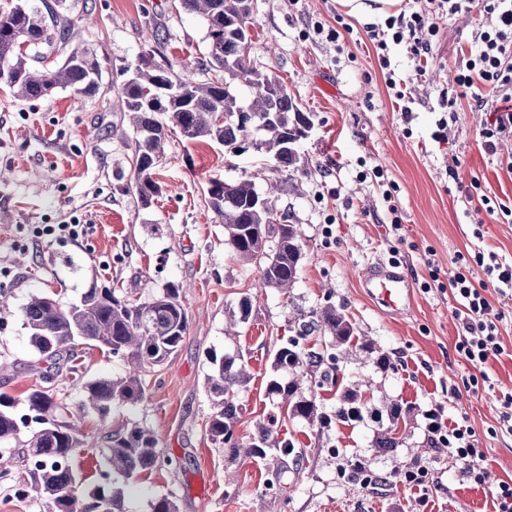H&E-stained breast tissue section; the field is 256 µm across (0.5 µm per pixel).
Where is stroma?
Returning <instances> with one entry per match:
<instances>
[{
	"label": "stroma",
	"mask_w": 512,
	"mask_h": 512,
	"mask_svg": "<svg viewBox=\"0 0 512 512\" xmlns=\"http://www.w3.org/2000/svg\"><path fill=\"white\" fill-rule=\"evenodd\" d=\"M58 14L64 24L78 25V35L41 46V54L59 64L72 49L88 51L100 66L101 85L94 94L59 89L28 99L0 90V292L9 301L0 309V361L14 364L0 375V394L15 399L14 412L22 415V399L38 382V356L20 313L30 297L48 294L68 307L88 288L110 286L144 301L175 282L190 315L179 350L148 374L139 404H116L103 416L81 410L83 383L126 370L122 358L84 344L49 383L86 440L85 451L70 461L84 497L112 479L109 434L134 424L155 431L173 463L131 479L128 512H149L150 499L167 493L175 495L178 512H493L498 483L512 480V433L492 431L499 397L512 391V291H488L504 314L505 353L487 367L493 388L470 390L471 369L455 349L459 305L450 291L423 287L430 268L448 278L458 255L474 250L512 263V222L488 217L475 225L474 206L458 190L476 177L485 194L512 204V137L500 154L486 155L479 133L489 114L465 100L447 141L431 137L441 97L469 53L474 18L437 17L424 76L416 75L405 47L391 48V67L411 91L406 120L364 24L347 17L352 30L336 42L314 33L315 23L335 25L336 0H257L251 63L277 77L312 120L296 167L253 150L235 156L215 142L187 147L173 134L155 171L161 192L145 209L126 190L134 143L117 89L125 68L148 62H169L197 82L213 78L205 22L178 0H62ZM377 165L399 187L397 213L367 176ZM243 176L260 189L277 185L274 205L302 229L304 259L290 293L262 286L254 267L231 259L224 225L207 203L209 179ZM396 218L397 232L391 229ZM42 224H79L83 231L50 242L35 236ZM389 261L412 284V300L398 314L378 309L361 286L371 265ZM244 295L253 300L251 316L226 334L229 313ZM329 304L345 307L356 335L372 338L374 348L344 357L338 384L309 381L302 392L328 410L340 384L360 390L371 407L398 403L405 413L398 447H376L381 425L373 419L320 430L289 417L267 393L276 375L274 351L295 335L299 314ZM211 351L243 355L252 376L238 395L236 435L269 422L275 437L294 440L295 454L278 468L232 455L207 436ZM381 352L395 369L378 367ZM432 408L470 427L487 474L483 484L468 480L461 463L434 447L424 418ZM27 439L20 434L7 446L14 460L10 482L0 483V512L40 510L35 496H17L12 486L33 479L23 453ZM354 459L366 461L375 484L346 474ZM417 462L428 467L430 484L394 482L395 473Z\"/></svg>",
	"instance_id": "stroma-1"
}]
</instances>
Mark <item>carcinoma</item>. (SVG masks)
Segmentation results:
<instances>
[{"mask_svg": "<svg viewBox=\"0 0 512 512\" xmlns=\"http://www.w3.org/2000/svg\"><path fill=\"white\" fill-rule=\"evenodd\" d=\"M189 13L202 16L207 29V51L211 66L224 72V78L197 83L180 78L168 63L137 68L118 88V98L128 112L134 131L133 194L142 208H149L161 192L154 171L164 155L169 134L176 132L187 143L218 142L232 151L253 139L257 149L284 167L298 161L296 144L311 128V119L299 102L275 77L258 71L249 57V24L253 16L247 0H179ZM71 28L58 27L55 9L41 0H16L0 17V88L17 98L48 95L56 89L71 88L78 93L98 90L100 70L86 51L74 50L56 68L41 66L43 56L29 48L49 45L70 38ZM276 187L259 191L241 178L234 182L212 181L207 188L208 204L224 223V244L241 262L256 267L261 284L284 291L293 287L304 257L303 233L289 216L279 215L265 200ZM182 285L169 283L149 300L131 298L121 288H91L77 305L64 308L48 296H34L22 308L21 317L30 330V342L39 360L47 363L40 384L31 389L25 404L38 418L37 431L27 441L28 457L38 480L31 490L42 501L43 512H88L83 494L70 469L69 460L85 450V442L75 425L60 420L61 407L45 387L71 358L75 338L120 356L128 370L119 378H102L83 385L86 404L106 414L116 403L135 404L144 399V377L150 369L174 355L188 328L189 315L181 300ZM252 312V299L242 296L231 320L245 323ZM355 327L344 308L325 306L301 323V337L320 332L331 337L335 353L304 350L291 339L274 353V366L291 379H272L268 394L286 402L290 415L317 426L361 421L370 413L388 425L378 434L375 447L396 448L395 436L401 410L390 404L385 410L370 409L362 394L353 388L340 391L336 409L325 410L314 398L300 392L305 380H326L337 369L341 355L352 350ZM207 391L215 412L207 425L215 444L226 445L239 421L238 393L247 387L251 375L244 357L207 356ZM14 400L0 395V444L17 438L30 427L29 419L8 411ZM286 456L294 452L290 440L272 444L267 426L237 442L246 458L276 464L268 457L271 447ZM109 461L112 473L132 479L161 464H172L162 455L157 435L137 425L112 431ZM125 485H112L94 496L97 512H127ZM150 512H178L173 494L151 499Z\"/></svg>", "mask_w": 512, "mask_h": 512, "instance_id": "carcinoma-1", "label": "carcinoma"}]
</instances>
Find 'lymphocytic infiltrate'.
Instances as JSON below:
<instances>
[{
    "instance_id": "lymphocytic-infiltrate-1",
    "label": "lymphocytic infiltrate",
    "mask_w": 512,
    "mask_h": 512,
    "mask_svg": "<svg viewBox=\"0 0 512 512\" xmlns=\"http://www.w3.org/2000/svg\"><path fill=\"white\" fill-rule=\"evenodd\" d=\"M473 14L478 18L472 35L475 43L465 64L459 68L453 83L441 101L443 118L432 133L439 141L448 138V118L456 114L461 99L473 101L480 108L490 107L491 120L480 132L483 151L496 155L504 134L512 133V0H422L419 8L399 13L385 21L384 28H370L369 41L378 51V63L384 69L386 86L391 90L399 112L409 114L408 91L402 80L396 79L385 51L389 44L406 47L418 72H425L432 57V46L438 35L433 22L440 14ZM458 267L448 278V288L460 304L458 314L461 332L456 349L474 373L468 384L478 387L488 383L486 367L489 360L504 352L500 341L501 312L495 311L487 296L488 288H512V265L500 262L495 253L474 252L458 256ZM481 269L483 280H475L474 269ZM427 430L436 435L448 453L464 466V472L474 483L485 480L479 465L480 452L472 441L471 429L463 423L446 425L439 410L426 414Z\"/></svg>"
}]
</instances>
